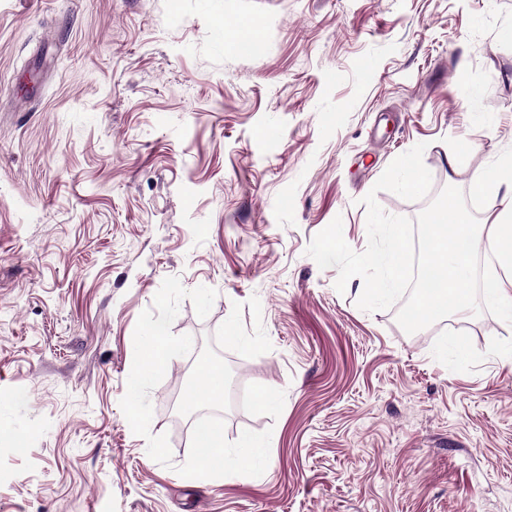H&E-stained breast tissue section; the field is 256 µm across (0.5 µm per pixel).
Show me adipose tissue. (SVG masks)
<instances>
[{
	"mask_svg": "<svg viewBox=\"0 0 512 512\" xmlns=\"http://www.w3.org/2000/svg\"><path fill=\"white\" fill-rule=\"evenodd\" d=\"M478 193L495 191L499 199V211L488 217L489 230L485 237H478L471 224L458 210H451V229L433 228L427 238L426 254L429 266L450 272L448 287L424 297L416 306L415 320L430 321L445 311L464 309L467 304L465 283L471 272V256L483 249L493 254L501 269L500 275L492 277L484 287L486 299L493 304L501 318L512 323V252L502 250L500 242L512 237V155L501 159L496 165L481 173L474 182ZM149 348L142 358V368L131 389L128 421L138 424L142 419L140 389L144 378L161 369L168 361L173 346L166 331L152 327ZM262 455L260 445L243 440L238 449L226 451L224 434L212 430L200 446V450L189 464L190 472L210 476L215 472V462L224 463L227 470L254 466Z\"/></svg>",
	"mask_w": 512,
	"mask_h": 512,
	"instance_id": "adipose-tissue-1",
	"label": "adipose tissue"
}]
</instances>
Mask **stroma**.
<instances>
[{"label":"stroma","instance_id":"35a3bbf8","mask_svg":"<svg viewBox=\"0 0 512 512\" xmlns=\"http://www.w3.org/2000/svg\"><path fill=\"white\" fill-rule=\"evenodd\" d=\"M510 24L512 0H0V512H512V325L472 285L405 333L306 253L337 218L364 251L371 192L417 218L373 190L416 144L436 189L512 152ZM156 325L177 353L133 426ZM202 345L259 468L187 469Z\"/></svg>","mask_w":512,"mask_h":512}]
</instances>
